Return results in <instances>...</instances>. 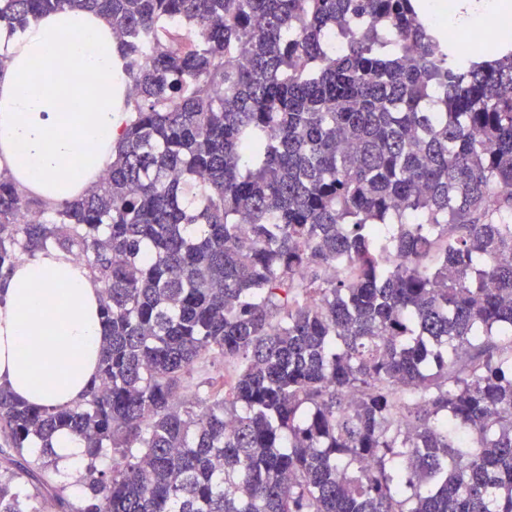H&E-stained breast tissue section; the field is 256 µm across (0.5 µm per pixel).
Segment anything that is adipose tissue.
<instances>
[{
  "instance_id": "1",
  "label": "adipose tissue",
  "mask_w": 512,
  "mask_h": 512,
  "mask_svg": "<svg viewBox=\"0 0 512 512\" xmlns=\"http://www.w3.org/2000/svg\"><path fill=\"white\" fill-rule=\"evenodd\" d=\"M0 170L55 205L81 196L112 162L129 119L124 60L86 11L49 13L0 32ZM102 286L56 250L0 273V384L48 408L75 405L97 374Z\"/></svg>"
}]
</instances>
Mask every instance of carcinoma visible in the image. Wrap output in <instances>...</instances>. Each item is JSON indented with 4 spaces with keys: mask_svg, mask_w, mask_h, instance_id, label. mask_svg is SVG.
I'll return each mask as SVG.
<instances>
[{
    "mask_svg": "<svg viewBox=\"0 0 512 512\" xmlns=\"http://www.w3.org/2000/svg\"><path fill=\"white\" fill-rule=\"evenodd\" d=\"M75 8L132 118L78 199L0 171V271L67 253L106 341L71 407L0 386V453L39 446L0 512H45L30 480L59 512H512V40L465 53L422 0H0V27ZM54 447L57 468L68 483L65 494L71 502L77 503L81 496V486L72 482L78 481L82 475L77 465L81 458L82 446L70 434L62 433L55 438Z\"/></svg>",
    "mask_w": 512,
    "mask_h": 512,
    "instance_id": "carcinoma-1",
    "label": "carcinoma"
}]
</instances>
